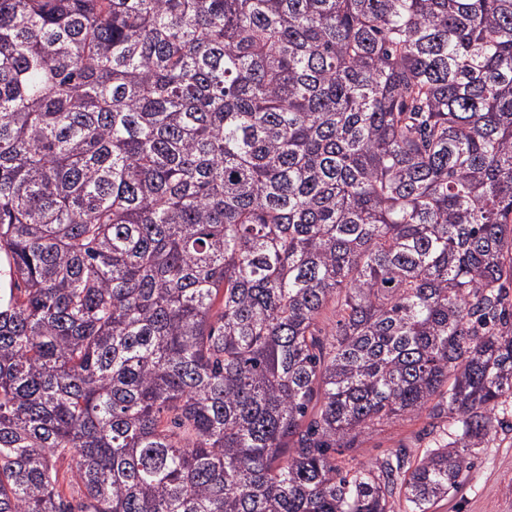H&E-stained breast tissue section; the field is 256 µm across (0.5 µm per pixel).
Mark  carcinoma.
<instances>
[{
  "mask_svg": "<svg viewBox=\"0 0 512 512\" xmlns=\"http://www.w3.org/2000/svg\"><path fill=\"white\" fill-rule=\"evenodd\" d=\"M0 281V512H434L512 401V0H0ZM425 422L397 420L379 427L359 446L360 448H342V457L356 462H371L398 448H407L419 455L428 446H432L433 437L422 431Z\"/></svg>",
  "mask_w": 512,
  "mask_h": 512,
  "instance_id": "obj_1",
  "label": "carcinoma"
}]
</instances>
